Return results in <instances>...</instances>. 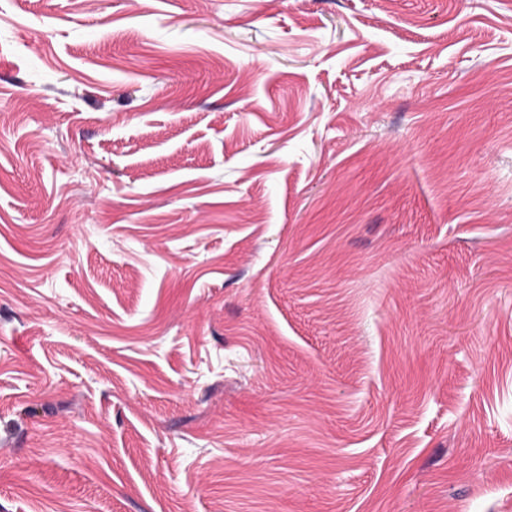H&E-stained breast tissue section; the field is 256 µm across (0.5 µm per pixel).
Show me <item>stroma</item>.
<instances>
[{
    "label": "stroma",
    "mask_w": 512,
    "mask_h": 512,
    "mask_svg": "<svg viewBox=\"0 0 512 512\" xmlns=\"http://www.w3.org/2000/svg\"><path fill=\"white\" fill-rule=\"evenodd\" d=\"M0 512H512V0H0Z\"/></svg>",
    "instance_id": "obj_1"
}]
</instances>
